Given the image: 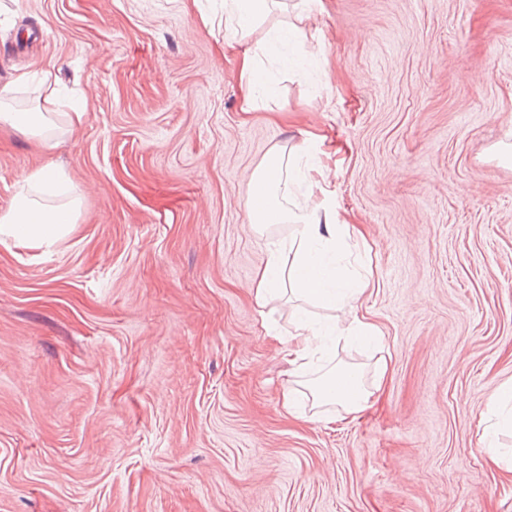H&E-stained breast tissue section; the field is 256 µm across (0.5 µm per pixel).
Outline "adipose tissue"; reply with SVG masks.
<instances>
[{
    "mask_svg": "<svg viewBox=\"0 0 512 512\" xmlns=\"http://www.w3.org/2000/svg\"><path fill=\"white\" fill-rule=\"evenodd\" d=\"M280 6V0H224V46L242 50L239 81L244 109L248 112L254 109L263 88L260 67L264 59L276 50L278 44L297 36L296 27L291 25L272 29L264 40L249 43L255 25L262 23ZM308 151L305 145L287 151L273 148L255 170L246 200L248 222L256 232H264L276 224L292 227L290 238L270 242L265 265L258 275L254 297L262 316H274L283 296L288 293L341 313L340 318L325 325L310 321L305 312L296 313V331L287 353L290 373L295 377L302 376L310 359L324 353L327 337L366 344L380 335L376 325L357 313L361 297L374 285L372 272L364 271L349 280L336 265L338 254L349 241L359 240L362 233L336 212L328 198L315 197V190L320 189L325 180L324 167L316 156L306 166H299L300 156ZM286 169L294 172L296 178L313 192L310 201L295 204L289 210L278 200L281 174ZM77 208L74 202L47 207L27 193L18 192L9 211L0 215V238L51 250L72 231ZM288 251L293 257L286 263L282 257ZM388 370L387 361L378 360L373 380L367 384L356 370L334 368L310 383L308 389L314 405H333L353 417L367 408L373 390L382 388ZM490 408L498 412L500 421L485 428L479 451L498 464L502 461L497 445L498 426L512 424V382L495 389Z\"/></svg>",
    "mask_w": 512,
    "mask_h": 512,
    "instance_id": "ef3b65f1",
    "label": "adipose tissue"
}]
</instances>
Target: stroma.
Wrapping results in <instances>:
<instances>
[{
	"label": "stroma",
	"mask_w": 512,
	"mask_h": 512,
	"mask_svg": "<svg viewBox=\"0 0 512 512\" xmlns=\"http://www.w3.org/2000/svg\"><path fill=\"white\" fill-rule=\"evenodd\" d=\"M222 0H0V213L80 202L54 249L0 244V512H512L479 454L512 380V0H310L303 76L243 112ZM56 64L44 83L41 63ZM89 110L69 123V101ZM323 135L330 202L361 225L359 314L390 372L360 419L284 405L292 327L252 291L268 243L245 201L268 151ZM9 97L5 90H0V123L21 132H29L40 146H46L48 138L45 131L49 119L44 112H16L9 107ZM26 183L41 189L43 192H50L57 190L60 186V180L57 176L56 170L51 165L47 164L32 174ZM495 410H499V417L503 424L510 423L512 426V382L501 384L493 392L489 412L497 415Z\"/></svg>",
	"instance_id": "stroma-1"
}]
</instances>
